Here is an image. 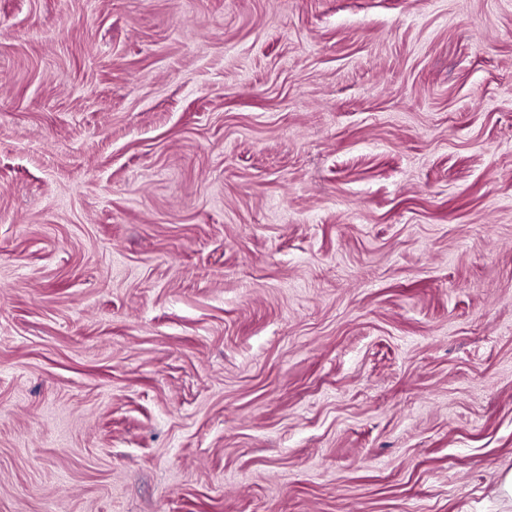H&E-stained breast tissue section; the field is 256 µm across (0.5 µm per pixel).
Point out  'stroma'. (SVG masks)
I'll return each instance as SVG.
<instances>
[{"label":"stroma","instance_id":"obj_1","mask_svg":"<svg viewBox=\"0 0 512 512\" xmlns=\"http://www.w3.org/2000/svg\"><path fill=\"white\" fill-rule=\"evenodd\" d=\"M512 0H0V512H512Z\"/></svg>","mask_w":512,"mask_h":512}]
</instances>
